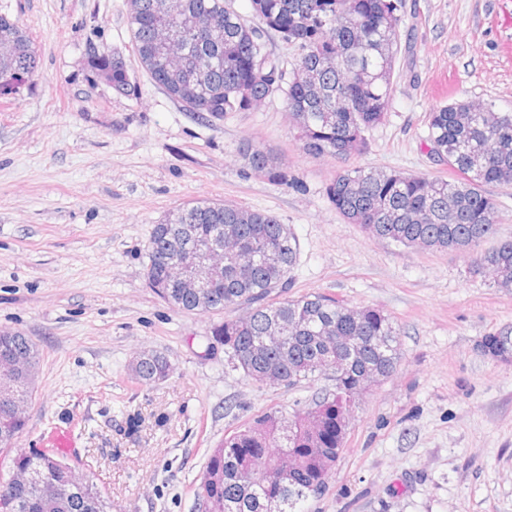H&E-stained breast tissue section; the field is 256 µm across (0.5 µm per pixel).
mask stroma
Returning a JSON list of instances; mask_svg holds the SVG:
<instances>
[{
	"label": "stroma",
	"mask_w": 512,
	"mask_h": 512,
	"mask_svg": "<svg viewBox=\"0 0 512 512\" xmlns=\"http://www.w3.org/2000/svg\"><path fill=\"white\" fill-rule=\"evenodd\" d=\"M33 40L34 77L0 96V329L41 360L28 452L72 431L112 512H197L213 448L254 416L293 408L331 381L260 385L224 365L219 312L172 309L148 287L153 225L213 200L275 216L299 243L285 296L370 306L401 330L402 359L357 401L328 489L308 512H512V359L480 350L512 331V292L457 251L375 239L325 195L340 165L306 156L276 95L223 119L187 112L141 70L126 0H0ZM384 120L352 165L450 179L427 146V115L471 98L512 112V0H401ZM122 60L120 93L89 51ZM273 152L288 183L254 174L243 142ZM165 381L133 384L140 353ZM138 419L130 429V419ZM170 371L166 354L158 351L142 353L131 366V378L135 383H158L164 381Z\"/></svg>",
	"instance_id": "obj_1"
}]
</instances>
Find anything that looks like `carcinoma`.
I'll return each instance as SVG.
<instances>
[{"mask_svg": "<svg viewBox=\"0 0 512 512\" xmlns=\"http://www.w3.org/2000/svg\"><path fill=\"white\" fill-rule=\"evenodd\" d=\"M128 22L140 68L187 112L222 116L252 112L258 104L283 96L289 120L305 154L347 161L365 147L364 131L388 111L400 18L394 0H252L253 15L237 12L230 0H128ZM274 31L296 51L293 61L271 56L264 32ZM92 67L117 91L130 88L125 64L96 50ZM36 50L23 26L0 15V70L35 72ZM431 152L448 162L451 181L382 168H344L325 188L336 211L372 237L403 246L452 250L471 257L474 273L493 272L495 285L512 289V240L479 250L498 223L497 203L486 195L489 183L512 184V113L470 100L441 106L427 116ZM249 169L287 180L277 158L250 142L239 147ZM233 234L248 250L272 245L281 254L275 265L224 262L218 288L188 291L167 278L177 250L197 242L218 245ZM299 244L273 215L221 202L202 201L173 211L153 226L144 276L148 287L171 308L224 313L212 334L224 345L226 364L252 381L295 387L325 363L340 370L334 387L353 393L360 377L376 370L387 378L402 358L400 329L371 307H350L313 293L271 299L289 287ZM246 307L243 315L233 311ZM294 333L268 342L278 323ZM481 348L498 358L512 357V336H484ZM16 357L11 392L0 395V456L14 455L12 472L0 473V498L8 512H109L92 479L59 496L71 483L73 467L57 449L16 451L27 428V413L16 403H32L33 371L40 354L24 334L0 330V354ZM170 371L166 354L142 353L131 366L136 383H158ZM343 406L328 391L283 413L271 409L224 437L213 449L194 489L201 512H304L308 489L328 484L343 447ZM286 454L295 468L285 480L274 471Z\"/></svg>", "mask_w": 512, "mask_h": 512, "instance_id": "obj_1", "label": "carcinoma"}]
</instances>
